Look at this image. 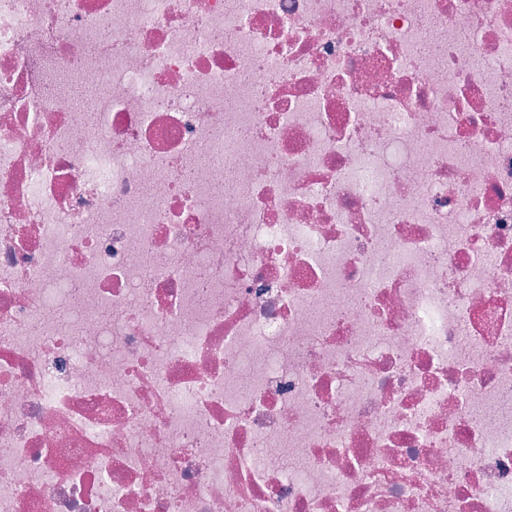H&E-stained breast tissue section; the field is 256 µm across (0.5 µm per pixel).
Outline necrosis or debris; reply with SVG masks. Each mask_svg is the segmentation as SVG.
<instances>
[{
	"label": "necrosis or debris",
	"instance_id": "4bbe7bcc",
	"mask_svg": "<svg viewBox=\"0 0 512 512\" xmlns=\"http://www.w3.org/2000/svg\"><path fill=\"white\" fill-rule=\"evenodd\" d=\"M0 512H512V0H0Z\"/></svg>",
	"mask_w": 512,
	"mask_h": 512
}]
</instances>
